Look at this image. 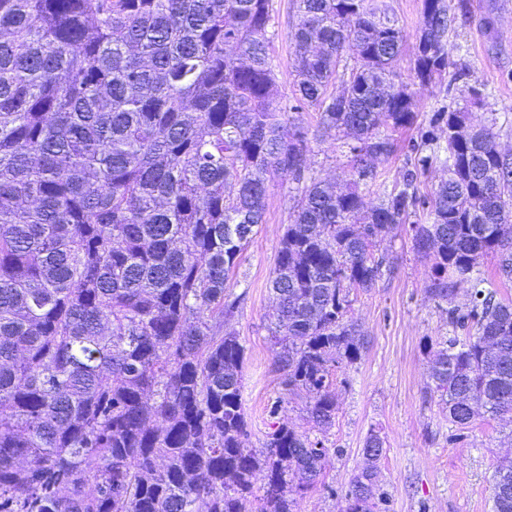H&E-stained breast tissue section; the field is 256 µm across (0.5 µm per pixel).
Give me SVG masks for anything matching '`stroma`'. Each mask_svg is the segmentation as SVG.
Segmentation results:
<instances>
[{"mask_svg": "<svg viewBox=\"0 0 512 512\" xmlns=\"http://www.w3.org/2000/svg\"><path fill=\"white\" fill-rule=\"evenodd\" d=\"M271 3L278 33L273 45L278 92L288 97L294 86L288 34L298 22L296 5L295 0ZM446 3L453 9L467 6L448 36V70L459 76L456 90L450 95L441 85L412 84L415 127L397 133L400 150L377 163L389 186L401 180L408 167L404 143L419 137L450 97H462L474 85L482 88L484 102L473 107V115L481 121L496 118L500 147L512 156V0ZM293 119L309 131L311 165L317 175L341 180L347 159L336 133L324 132L313 111L294 113ZM293 194L288 182L270 183L264 221L239 258V283L233 291L243 300L224 321L225 331L245 348L242 384L251 447L262 448L270 428L267 409L277 401L282 405V424L322 440L331 450L318 484L298 497L296 512H344V494L364 465L363 447L373 432L384 441L379 470L387 512H492L494 471L501 461L512 458V422L479 415L463 439L449 443L448 411L429 378L435 342L447 335L448 319L427 291L430 261L414 249L408 224L378 240L375 253L385 256L388 267L373 288L351 295L348 317L364 332L367 344L356 363L333 375L332 425L319 429L307 414L306 394L286 391L269 331L275 311L270 279L284 227L290 222ZM330 486L335 487V496L327 495Z\"/></svg>", "mask_w": 512, "mask_h": 512, "instance_id": "1", "label": "stroma"}]
</instances>
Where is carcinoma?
I'll return each instance as SVG.
<instances>
[{
    "instance_id": "1",
    "label": "carcinoma",
    "mask_w": 512,
    "mask_h": 512,
    "mask_svg": "<svg viewBox=\"0 0 512 512\" xmlns=\"http://www.w3.org/2000/svg\"><path fill=\"white\" fill-rule=\"evenodd\" d=\"M293 103L277 100L270 0H0V512H295L330 449L268 416L248 447L244 347L222 334L228 291L263 223L269 183L297 185L270 280L286 386L332 423L333 371L361 358L350 294L375 286L372 248L411 225L452 336L431 371L459 431L475 407L512 414V159L468 106H443L406 144L401 185L365 201L371 160L417 115L404 32L378 0H296ZM445 0H423L413 75L448 76ZM352 55H345L346 48ZM342 89L334 91L336 83ZM344 136L345 188L310 173L288 112ZM448 178L420 195L417 173ZM468 302L455 303L458 286ZM383 440L370 434L345 512H373ZM512 512V461L493 477ZM497 258L489 254L484 257L481 265L483 272L495 282L498 291V298L505 300L512 299V279L511 281H502L497 276Z\"/></svg>"
}]
</instances>
